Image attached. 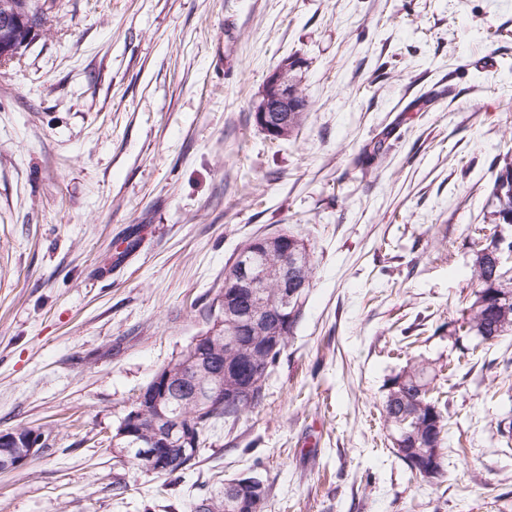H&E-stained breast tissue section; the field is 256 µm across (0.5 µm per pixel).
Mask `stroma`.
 Wrapping results in <instances>:
<instances>
[{"label": "stroma", "instance_id": "35a3bbf8", "mask_svg": "<svg viewBox=\"0 0 512 512\" xmlns=\"http://www.w3.org/2000/svg\"><path fill=\"white\" fill-rule=\"evenodd\" d=\"M46 3L0 65V432L49 446L0 512H194L238 476L266 512H512V337L455 333L512 159V0ZM288 58L311 110L273 142L254 108ZM281 232L314 270L265 398L163 486L105 438ZM414 359L460 364L431 481L381 416Z\"/></svg>", "mask_w": 512, "mask_h": 512}]
</instances>
